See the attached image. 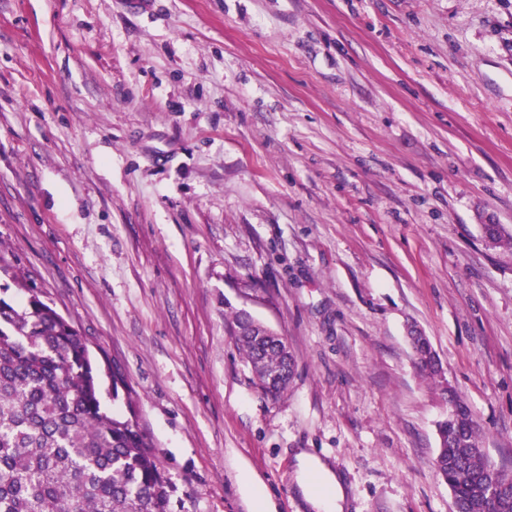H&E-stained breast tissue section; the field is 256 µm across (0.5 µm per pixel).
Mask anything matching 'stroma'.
<instances>
[{
    "label": "stroma",
    "mask_w": 512,
    "mask_h": 512,
    "mask_svg": "<svg viewBox=\"0 0 512 512\" xmlns=\"http://www.w3.org/2000/svg\"><path fill=\"white\" fill-rule=\"evenodd\" d=\"M153 2L0 0V283L122 368L172 512H312L303 450L345 512H453L443 384L512 472V0ZM254 321V327H259L269 336H259L258 328H253V322L243 313L235 316L233 336L236 345L241 350L251 366L257 385L271 397L280 396L295 375V359L288 351L281 336L277 333L264 331L267 326ZM272 380V383H270ZM412 348L414 351V355L417 360V364L420 366L421 370L430 378L435 379L438 377L439 371L436 366V363H433L429 360L425 359L426 352L432 346L426 336H421L420 334L410 336ZM296 482L306 500L317 512H342L346 499L345 490L337 476L321 459L305 451L297 455ZM326 487L322 494L313 486L314 477Z\"/></svg>",
    "instance_id": "1"
}]
</instances>
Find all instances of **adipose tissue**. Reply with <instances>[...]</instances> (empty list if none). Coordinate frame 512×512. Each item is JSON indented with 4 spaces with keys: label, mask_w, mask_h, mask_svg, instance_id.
Listing matches in <instances>:
<instances>
[{
    "label": "adipose tissue",
    "mask_w": 512,
    "mask_h": 512,
    "mask_svg": "<svg viewBox=\"0 0 512 512\" xmlns=\"http://www.w3.org/2000/svg\"><path fill=\"white\" fill-rule=\"evenodd\" d=\"M297 460L296 481L314 512H343L345 490L331 468L304 451Z\"/></svg>",
    "instance_id": "obj_1"
}]
</instances>
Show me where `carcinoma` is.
Wrapping results in <instances>:
<instances>
[{
    "instance_id": "obj_1",
    "label": "carcinoma",
    "mask_w": 512,
    "mask_h": 512,
    "mask_svg": "<svg viewBox=\"0 0 512 512\" xmlns=\"http://www.w3.org/2000/svg\"><path fill=\"white\" fill-rule=\"evenodd\" d=\"M13 286L26 295L19 308L0 285V512H170L171 483L140 428L137 401L112 373V401L102 406L99 371L78 330L42 301L21 273ZM233 336L257 385L280 396L295 375V359L281 336L259 335L244 314ZM421 370L427 337L410 336ZM448 416L437 423L435 468L448 484L455 512H512V475L491 463L468 406L450 386Z\"/></svg>"
}]
</instances>
